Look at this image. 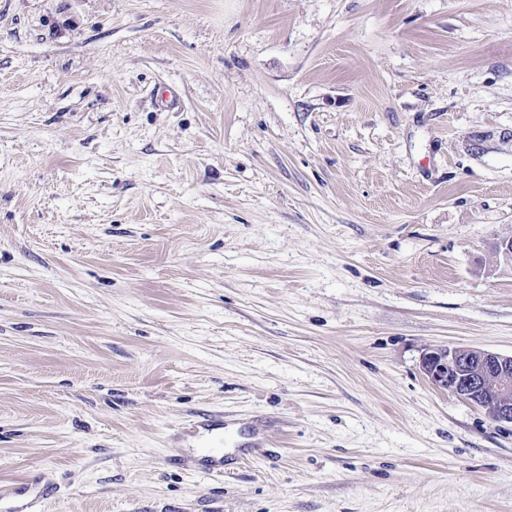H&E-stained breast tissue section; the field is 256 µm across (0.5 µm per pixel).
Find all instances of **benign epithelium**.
<instances>
[{
    "label": "benign epithelium",
    "mask_w": 512,
    "mask_h": 512,
    "mask_svg": "<svg viewBox=\"0 0 512 512\" xmlns=\"http://www.w3.org/2000/svg\"><path fill=\"white\" fill-rule=\"evenodd\" d=\"M421 368L436 388L483 408L497 423L512 425V356L433 348L423 355Z\"/></svg>",
    "instance_id": "obj_1"
}]
</instances>
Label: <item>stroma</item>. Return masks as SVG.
<instances>
[{
	"instance_id": "obj_1",
	"label": "stroma",
	"mask_w": 512,
	"mask_h": 512,
	"mask_svg": "<svg viewBox=\"0 0 512 512\" xmlns=\"http://www.w3.org/2000/svg\"><path fill=\"white\" fill-rule=\"evenodd\" d=\"M510 235L512 0H0V507L512 512ZM421 368L436 388L483 408L497 423L512 425V356L433 348L423 355Z\"/></svg>"
}]
</instances>
